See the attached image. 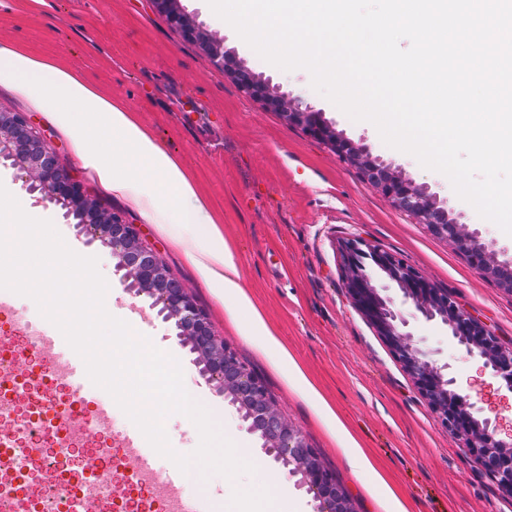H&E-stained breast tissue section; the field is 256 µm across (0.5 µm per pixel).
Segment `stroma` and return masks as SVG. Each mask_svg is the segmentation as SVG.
I'll use <instances>...</instances> for the list:
<instances>
[{
    "label": "stroma",
    "instance_id": "stroma-1",
    "mask_svg": "<svg viewBox=\"0 0 512 512\" xmlns=\"http://www.w3.org/2000/svg\"><path fill=\"white\" fill-rule=\"evenodd\" d=\"M196 24L223 38L256 74L281 93L299 98L375 157L401 168L447 206L469 231L492 244L498 260L512 262V236L478 216L442 174L416 167L406 153L388 147L377 130L356 122L311 86L310 76L279 69L261 59L204 0H180ZM0 46L21 50L81 77L110 98L124 101L158 145L179 159L197 193L222 218L241 285L273 335L371 458L375 469L353 473L335 439L309 402L294 392L286 372L259 353L232 323L224 300L155 225L142 222L125 203L88 178L71 143L15 91L0 86V109L31 116L56 145L67 168L83 179L105 207L138 224L170 273L207 311L216 333L263 379L281 415L300 427L309 445L337 475L356 512H374L368 495L383 475L408 512H512V496L475 462L464 441L451 436L415 387L403 363L358 312L342 286L340 244L359 238L414 266L447 289L496 336L512 343V293L482 278L447 241L432 236L410 215L394 209L359 173L328 147L286 125L277 113L246 97L222 67L183 39L151 0H45L30 10L26 0H0ZM0 184L24 211L53 222L80 252L97 257L111 287L109 313L180 363L185 383L214 410V421L240 456L263 461L285 475L270 488L295 512H316L300 476L266 455L248 434L235 406L206 381L173 321L127 286L108 248L87 241L80 224L60 205L37 202L18 172L0 163ZM407 330L438 364L447 366L479 408L501 431L512 429V393L496 391L479 357L467 355L445 326L425 320L400 302Z\"/></svg>",
    "mask_w": 512,
    "mask_h": 512
}]
</instances>
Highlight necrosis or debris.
<instances>
[{
    "label": "necrosis or debris",
    "mask_w": 512,
    "mask_h": 512,
    "mask_svg": "<svg viewBox=\"0 0 512 512\" xmlns=\"http://www.w3.org/2000/svg\"><path fill=\"white\" fill-rule=\"evenodd\" d=\"M23 358L29 370L15 377ZM86 428L74 439L68 425ZM87 402L23 337L0 353V512H161L152 486L126 470Z\"/></svg>",
    "instance_id": "obj_1"
}]
</instances>
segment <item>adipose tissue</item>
<instances>
[{"mask_svg":"<svg viewBox=\"0 0 512 512\" xmlns=\"http://www.w3.org/2000/svg\"><path fill=\"white\" fill-rule=\"evenodd\" d=\"M0 85L29 99L71 140L84 168L116 197L185 249L209 287L229 303V314L254 346L287 369L292 387L310 398L329 430L336 416L301 368L268 329L240 284L237 262L180 162L164 151L123 102L107 99L81 78L8 47L0 48ZM81 109L72 112L66 102ZM102 137L99 149L87 141Z\"/></svg>","mask_w":512,"mask_h":512,"instance_id":"obj_1","label":"adipose tissue"}]
</instances>
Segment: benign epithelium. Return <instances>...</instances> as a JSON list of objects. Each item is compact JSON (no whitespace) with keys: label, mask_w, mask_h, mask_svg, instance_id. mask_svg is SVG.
<instances>
[{"label":"benign epithelium","mask_w":512,"mask_h":512,"mask_svg":"<svg viewBox=\"0 0 512 512\" xmlns=\"http://www.w3.org/2000/svg\"><path fill=\"white\" fill-rule=\"evenodd\" d=\"M155 9L183 38L196 44L213 62L224 67L239 89L279 113L289 126L329 145L345 164L355 168L363 181L395 209L411 215L435 237L451 243L481 276L512 292V264L496 258L492 245L479 241L459 219L424 185L401 170L374 157L332 124L321 113L299 100L278 92L224 51L223 41L206 33L179 6V0H152ZM0 158L22 173L26 191L40 199L60 204L76 216L93 240H100L117 259L116 267L138 284V294L162 305L176 319L181 337L193 346L206 367L208 381L232 397V404L246 412L248 430L264 440L275 459L298 465L308 489L318 501L316 512H352L347 492L336 474L319 458L301 429L276 409L263 380L239 358L235 349L218 336L208 314L181 281L171 276L156 250L143 238L136 224L106 209L90 196L83 182L62 164L56 148L43 130L21 112L0 110ZM344 288L352 305L372 324L405 365L414 385L428 401L448 433L464 440L479 467L495 479L499 488L512 495V440L497 437V428L477 417L456 379L429 357L405 331L407 321L385 294L386 286L376 272L395 284L404 301L428 320L446 326L449 335L467 354L484 360V367L512 390V345H504L485 325L463 310L448 290L434 285L417 269L395 255L369 246L361 239L343 244Z\"/></svg>","instance_id":"7a95c632"}]
</instances>
